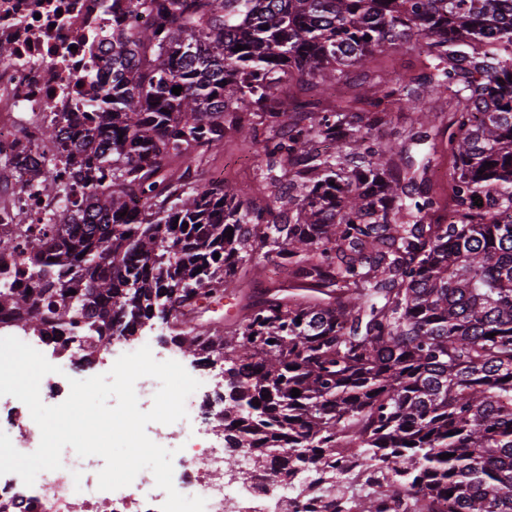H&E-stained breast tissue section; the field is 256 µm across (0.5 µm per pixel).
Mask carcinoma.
<instances>
[{
    "label": "carcinoma",
    "instance_id": "1",
    "mask_svg": "<svg viewBox=\"0 0 512 512\" xmlns=\"http://www.w3.org/2000/svg\"><path fill=\"white\" fill-rule=\"evenodd\" d=\"M135 9L147 19L112 20V87L87 125L41 130L83 203L69 224L0 223L14 273L0 312L43 340L81 328L89 361L110 326L132 334L163 305L167 341L224 358V441L272 482L319 485L355 458L382 477L360 512H512V0ZM420 42L428 70L356 85L373 111L319 109L350 68ZM292 81L318 98L296 99ZM394 106L412 114L407 136L373 138ZM255 112L264 202L192 169L226 136L256 143ZM442 127L456 209L435 224L422 146ZM228 292L239 313L224 327L181 319Z\"/></svg>",
    "mask_w": 512,
    "mask_h": 512
}]
</instances>
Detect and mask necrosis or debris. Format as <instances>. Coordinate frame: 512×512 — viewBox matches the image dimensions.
I'll return each instance as SVG.
<instances>
[{
	"mask_svg": "<svg viewBox=\"0 0 512 512\" xmlns=\"http://www.w3.org/2000/svg\"><path fill=\"white\" fill-rule=\"evenodd\" d=\"M130 11L133 0H0V43L11 49L0 62V221L23 218L44 223L47 214L68 219L69 205L45 195L28 166L12 165L13 156L26 152L31 161L51 156L55 145L37 133L55 113L81 119L89 101L112 74L104 59L112 52V8ZM186 410L197 430L188 434L169 424H149L146 433L161 446L182 444L179 493L205 498V512H263L260 500L288 503L286 487L272 484L266 473L254 471L249 494L254 505H244L231 490L224 473L227 457L247 463L249 454L224 445V427L214 423L205 398L192 394ZM0 431L11 433L20 452L32 448L39 428L25 404L0 396ZM62 469L38 475L39 493L25 495L11 483H0V505L8 512H160L165 493L154 492L153 475L139 473L130 486L102 491L97 474L101 457L70 455Z\"/></svg>",
	"mask_w": 512,
	"mask_h": 512,
	"instance_id": "necrosis-or-debris-1",
	"label": "necrosis or debris"
}]
</instances>
